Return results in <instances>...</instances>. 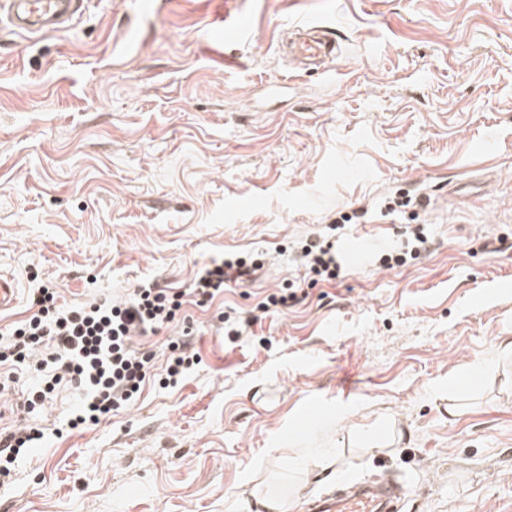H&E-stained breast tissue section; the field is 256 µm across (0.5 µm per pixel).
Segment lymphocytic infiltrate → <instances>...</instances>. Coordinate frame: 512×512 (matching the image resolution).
Instances as JSON below:
<instances>
[{
	"label": "lymphocytic infiltrate",
	"instance_id": "1",
	"mask_svg": "<svg viewBox=\"0 0 512 512\" xmlns=\"http://www.w3.org/2000/svg\"><path fill=\"white\" fill-rule=\"evenodd\" d=\"M299 262L315 282L335 280L341 272L330 242L305 245ZM254 272L230 255L200 265L185 294L147 282L127 299L95 298L78 305L62 303L56 284L40 282L29 297V318L0 338V366L24 364L41 374V385L24 401L30 410L42 407L56 385L76 383L82 398L68 428L99 424L126 408L146 382L151 356L134 348V337L172 324L184 300L205 306L223 294L225 283H245Z\"/></svg>",
	"mask_w": 512,
	"mask_h": 512
}]
</instances>
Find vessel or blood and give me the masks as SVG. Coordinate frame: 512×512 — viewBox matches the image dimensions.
Masks as SVG:
<instances>
[{"label": "vessel or blood", "mask_w": 512, "mask_h": 512, "mask_svg": "<svg viewBox=\"0 0 512 512\" xmlns=\"http://www.w3.org/2000/svg\"><path fill=\"white\" fill-rule=\"evenodd\" d=\"M83 3L84 0H0V12L19 32L49 34L69 28L81 14ZM243 30L241 17L227 18L216 26V38L233 44ZM279 48L294 61L314 68L334 60L338 50L335 39L314 24L292 27ZM402 499L403 491L395 482H368L351 487L342 496L310 503L295 498L292 512H399Z\"/></svg>", "instance_id": "b4317fda"}]
</instances>
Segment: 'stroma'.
Returning <instances> with one entry per match:
<instances>
[{
  "label": "stroma",
  "mask_w": 512,
  "mask_h": 512,
  "mask_svg": "<svg viewBox=\"0 0 512 512\" xmlns=\"http://www.w3.org/2000/svg\"><path fill=\"white\" fill-rule=\"evenodd\" d=\"M227 11L250 22L232 46L211 35ZM297 22L339 44L323 71L280 54ZM407 224L429 253L384 267ZM319 235L331 283L296 261ZM227 254L263 267L182 306L201 360L177 386L175 325L136 337L149 380L83 430L62 428L73 389L30 413L34 375L0 371V433L45 431L0 512H256V490L387 478L401 512H512V0H85L65 31L0 24V330L28 317L31 273L78 304L188 288ZM224 311L254 318L238 340ZM300 448L337 455L299 491Z\"/></svg>",
  "instance_id": "35a3bbf8"
}]
</instances>
